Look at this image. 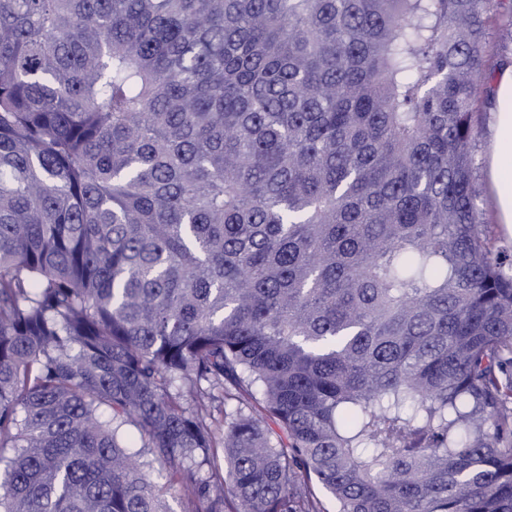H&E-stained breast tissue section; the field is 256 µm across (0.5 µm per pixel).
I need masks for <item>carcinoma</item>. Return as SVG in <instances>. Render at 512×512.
Returning a JSON list of instances; mask_svg holds the SVG:
<instances>
[{
  "label": "carcinoma",
  "instance_id": "1",
  "mask_svg": "<svg viewBox=\"0 0 512 512\" xmlns=\"http://www.w3.org/2000/svg\"><path fill=\"white\" fill-rule=\"evenodd\" d=\"M491 13L0 0V512H512Z\"/></svg>",
  "mask_w": 512,
  "mask_h": 512
}]
</instances>
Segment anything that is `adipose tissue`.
<instances>
[{
  "instance_id": "obj_1",
  "label": "adipose tissue",
  "mask_w": 512,
  "mask_h": 512,
  "mask_svg": "<svg viewBox=\"0 0 512 512\" xmlns=\"http://www.w3.org/2000/svg\"><path fill=\"white\" fill-rule=\"evenodd\" d=\"M492 96L488 174L496 221L512 231V65L499 69Z\"/></svg>"
}]
</instances>
